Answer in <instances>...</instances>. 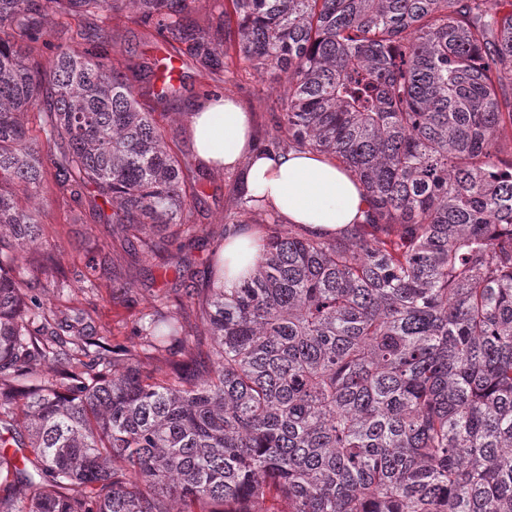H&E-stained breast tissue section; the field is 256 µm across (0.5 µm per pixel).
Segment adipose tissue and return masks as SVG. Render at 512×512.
<instances>
[{
	"instance_id": "1",
	"label": "adipose tissue",
	"mask_w": 512,
	"mask_h": 512,
	"mask_svg": "<svg viewBox=\"0 0 512 512\" xmlns=\"http://www.w3.org/2000/svg\"><path fill=\"white\" fill-rule=\"evenodd\" d=\"M198 161L215 170L242 169L250 194L283 218L323 236L364 220L368 202L355 178L326 156L295 150L259 156L253 150L251 117L228 98L200 105L189 118ZM261 252L257 230L246 229L224 242V285H237Z\"/></svg>"
}]
</instances>
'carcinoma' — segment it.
<instances>
[{"instance_id": "carcinoma-1", "label": "carcinoma", "mask_w": 512, "mask_h": 512, "mask_svg": "<svg viewBox=\"0 0 512 512\" xmlns=\"http://www.w3.org/2000/svg\"><path fill=\"white\" fill-rule=\"evenodd\" d=\"M194 2L0 0V187L38 191L48 158L59 193L94 189L109 234L162 257L186 181L104 25L129 10L233 73ZM228 4L236 68L283 78L268 143L350 171L365 220L326 237L265 214L254 272L182 281L132 352L29 295L40 223L0 190V431L28 448L0 449V512H512V0ZM50 14L87 47L45 71ZM260 207L236 187L235 212ZM192 315L206 354L154 363Z\"/></svg>"}]
</instances>
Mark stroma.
<instances>
[{
    "mask_svg": "<svg viewBox=\"0 0 512 512\" xmlns=\"http://www.w3.org/2000/svg\"><path fill=\"white\" fill-rule=\"evenodd\" d=\"M110 43L112 58H127L136 65L160 61L171 53L165 42L148 35L125 13L113 19ZM180 74L179 95L163 100L157 97L160 83L155 73L140 72L135 81L140 101L154 112L194 186L191 202L197 213L192 229L163 241L171 256L169 263L130 252L120 239L109 235L106 225L97 223L90 213L79 212L69 198L60 195L53 176H46L40 195L19 197L20 207L38 212L41 222V235L27 250V262L50 256L54 274L66 277L63 287L38 288L35 296L46 308L83 315L109 344L131 350L142 343V315L164 302L183 270H190L196 282H203L215 251L224 245L235 174L197 162L188 130L189 115L205 102V90L216 87L249 112L254 131L260 133L282 89L281 81L272 74L242 71L234 81L225 82L189 63L182 66Z\"/></svg>",
    "mask_w": 512,
    "mask_h": 512,
    "instance_id": "stroma-1",
    "label": "stroma"
}]
</instances>
